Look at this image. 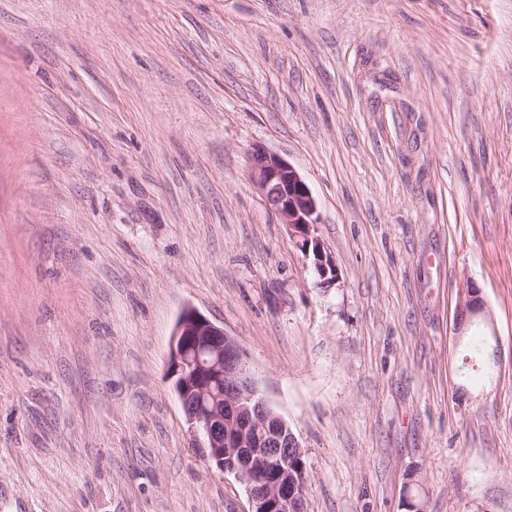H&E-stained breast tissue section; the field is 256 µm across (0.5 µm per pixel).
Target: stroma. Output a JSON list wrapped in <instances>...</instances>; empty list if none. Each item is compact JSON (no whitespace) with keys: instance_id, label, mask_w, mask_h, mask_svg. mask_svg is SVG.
<instances>
[{"instance_id":"stroma-1","label":"stroma","mask_w":512,"mask_h":512,"mask_svg":"<svg viewBox=\"0 0 512 512\" xmlns=\"http://www.w3.org/2000/svg\"><path fill=\"white\" fill-rule=\"evenodd\" d=\"M470 283L494 325L461 339ZM189 307L296 435L308 512H512V0H0V512H251L169 378ZM250 174L268 209L296 238L323 283H336V264L318 236V207L300 173L283 157L258 146L250 156Z\"/></svg>"}]
</instances>
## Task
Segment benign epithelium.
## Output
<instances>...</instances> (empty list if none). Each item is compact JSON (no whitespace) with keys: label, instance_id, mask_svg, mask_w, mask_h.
<instances>
[{"label":"benign epithelium","instance_id":"obj_1","mask_svg":"<svg viewBox=\"0 0 512 512\" xmlns=\"http://www.w3.org/2000/svg\"><path fill=\"white\" fill-rule=\"evenodd\" d=\"M250 174L320 280L335 282L336 264L315 235L317 203L300 173L258 146L250 156ZM475 319L493 324L480 289L470 285L457 310V334ZM168 369L204 461L246 485L252 512H306L310 479L302 448L288 422L261 395L238 342L187 308L171 335Z\"/></svg>","mask_w":512,"mask_h":512}]
</instances>
